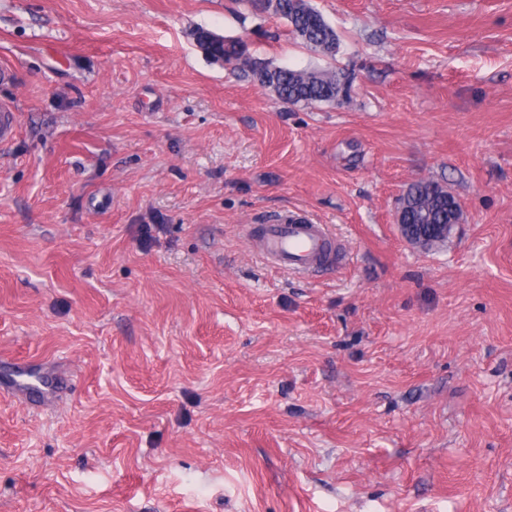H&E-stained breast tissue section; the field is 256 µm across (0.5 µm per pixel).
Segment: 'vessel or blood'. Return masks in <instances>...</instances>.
<instances>
[{
    "label": "vessel or blood",
    "instance_id": "1",
    "mask_svg": "<svg viewBox=\"0 0 512 512\" xmlns=\"http://www.w3.org/2000/svg\"><path fill=\"white\" fill-rule=\"evenodd\" d=\"M261 256L284 271L308 275L327 266L331 254L326 225L313 223L307 216L290 214L263 225Z\"/></svg>",
    "mask_w": 512,
    "mask_h": 512
}]
</instances>
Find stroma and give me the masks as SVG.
Segmentation results:
<instances>
[{
    "instance_id": "35a3bbf8",
    "label": "stroma",
    "mask_w": 512,
    "mask_h": 512,
    "mask_svg": "<svg viewBox=\"0 0 512 512\" xmlns=\"http://www.w3.org/2000/svg\"><path fill=\"white\" fill-rule=\"evenodd\" d=\"M0 0V512H512V0ZM336 66L282 103L198 49ZM432 180L463 221L395 222ZM299 209L339 265L272 268ZM274 17L287 21L291 33L310 51L324 56L336 52V34L308 0H277ZM207 38L212 43L210 56L231 65L253 81L272 85L278 95L291 105L309 106L322 102H339L348 95L351 78L342 69H295L278 67L268 70L263 77L257 71L255 62L261 60L252 55L247 39L238 37L217 41L216 34L198 28L195 37Z\"/></svg>"
}]
</instances>
